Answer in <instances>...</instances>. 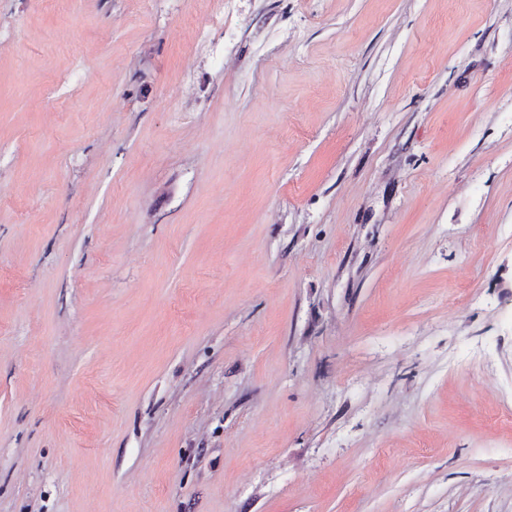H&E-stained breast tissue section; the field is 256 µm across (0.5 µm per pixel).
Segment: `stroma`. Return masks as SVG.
<instances>
[{
    "label": "stroma",
    "mask_w": 512,
    "mask_h": 512,
    "mask_svg": "<svg viewBox=\"0 0 512 512\" xmlns=\"http://www.w3.org/2000/svg\"><path fill=\"white\" fill-rule=\"evenodd\" d=\"M0 0V512H512V0Z\"/></svg>",
    "instance_id": "1"
}]
</instances>
